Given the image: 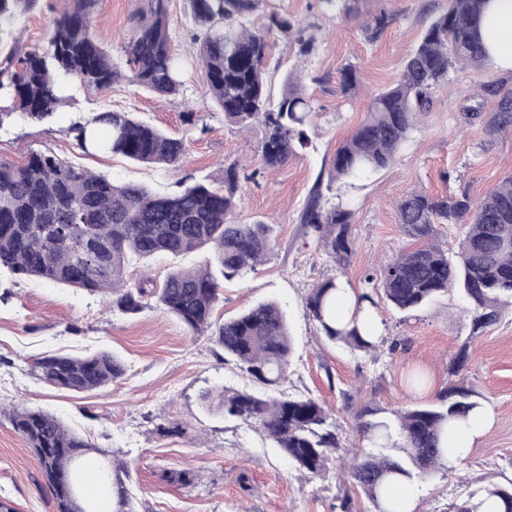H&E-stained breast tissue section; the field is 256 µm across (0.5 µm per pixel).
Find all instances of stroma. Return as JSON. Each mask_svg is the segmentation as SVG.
Returning <instances> with one entry per match:
<instances>
[{"instance_id":"obj_1","label":"stroma","mask_w":512,"mask_h":512,"mask_svg":"<svg viewBox=\"0 0 512 512\" xmlns=\"http://www.w3.org/2000/svg\"><path fill=\"white\" fill-rule=\"evenodd\" d=\"M350 13L325 11L319 0H264L255 16L263 24L271 12L288 11L313 41L300 55L294 39L273 37L267 61L268 86L280 95L284 78L295 71L316 112L309 143L286 164L241 180L242 218L273 227V249L266 261L241 278L225 281L218 311L233 317L256 303L278 300L284 309L293 352L278 390L323 401L336 424L340 448L316 476L297 469L253 424L224 418L203 396L222 387L257 391V384L224 358L217 343L193 336L175 317L157 308L129 315L110 308V294L64 284L0 274V502L14 512H55L31 448L14 430L7 412L19 406L47 411L108 456L131 467L125 487L139 512H336L337 498L350 495L358 512L372 506L359 488L339 480L343 459L358 446L356 416L365 406L397 410L424 404L451 384L479 392L495 413L494 425L464 462L418 483L416 512H452L467 492L512 477V307L500 321L473 333L464 299L437 297L426 308L399 313L378 311L383 333L371 353L354 352L325 340L306 314L304 302L317 284L331 278L361 289L366 270H378L411 241L398 222L397 207L408 191L431 195L468 194L482 198L512 175V124H497L502 101L512 100V72L469 66L450 71L418 113L408 139L388 167L356 181L347 190H329L326 205L348 202L355 211L354 246L346 266L323 252L318 235L302 222L316 184L329 181L339 145L365 120L373 97L401 77L406 56L430 20L448 0H348ZM140 0H98L93 31L116 61L133 30ZM70 0H43L18 29L24 47L44 46L57 17ZM390 25L377 39L364 31L380 13ZM192 25L186 0H172L171 26L187 63L179 94L160 97L127 82L106 92L71 91L68 104L49 123L21 115L0 127V159L26 162L45 152L117 183H139L169 194L182 184L219 174L222 166L257 163L260 128L225 125L224 114L205 94L197 60L198 45L185 31ZM354 66L359 86L341 91L342 70ZM118 110L185 137L187 152L175 167L159 168L125 157L88 155L75 146L74 121ZM194 113V125L184 122ZM397 353H390L392 342ZM467 345L469 359L450 375V358ZM107 350L118 356L124 375L111 385L75 394L40 382L31 373L35 358L48 354L85 356ZM180 426L181 434L162 436L158 425ZM192 468L193 486L160 478L165 469ZM253 486L245 492L239 482Z\"/></svg>"}]
</instances>
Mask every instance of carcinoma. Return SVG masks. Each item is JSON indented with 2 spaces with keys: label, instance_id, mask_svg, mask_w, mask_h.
<instances>
[{
  "label": "carcinoma",
  "instance_id": "carcinoma-1",
  "mask_svg": "<svg viewBox=\"0 0 512 512\" xmlns=\"http://www.w3.org/2000/svg\"><path fill=\"white\" fill-rule=\"evenodd\" d=\"M41 0H0V48L22 19ZM139 18L126 45V62L114 61L93 32L96 0H72L53 24L45 46L23 53L10 49L0 59V127L15 113L43 123L66 104L61 95L73 79L99 91L128 81L158 96H171L183 86L185 61L170 25V0H141ZM199 42V62L211 100L224 112V122L240 129L262 128L258 145L261 165L274 168L308 144L310 99L287 76V89L274 100L266 92L265 62L270 37L304 39L286 12L268 16L259 30L251 19L262 0H188ZM485 0H448L446 12L427 27L420 44L406 58L396 84L376 95L363 124L336 151L332 182L346 186L387 167L407 140L415 113L425 111L431 94L460 65H489L479 32ZM391 23L386 13L367 25L377 39ZM70 134L85 153L109 152L133 162L173 166L186 151L184 137L165 133L128 112H99L73 123ZM240 168L224 166L220 177L194 182L171 195L135 183L116 184L103 175L77 169L54 155L33 152L26 163L0 159V271L84 288L108 290L112 307L137 314L156 298L157 304L194 334L211 336L241 371L268 388L285 379L292 341L286 314L273 300L259 302L240 315L215 318L222 282L256 269L273 248L272 227L239 219L237 191ZM315 187L302 223L319 233L321 246L337 264L353 249L354 212L339 202L326 207ZM399 224L424 245L401 252L380 271H366L358 302L377 310L385 303L400 313L428 306L436 297L457 292L468 304L473 331L495 325L504 307L512 306V176L503 179L479 202L469 195L434 197L407 193L398 204ZM462 229L459 250L450 253L434 243L436 225ZM211 257L194 268L173 267L157 279H133L131 259L179 257L204 247ZM336 280L312 289L306 309L323 335L353 349L376 348L357 325L338 328L332 299ZM42 383L75 393L109 385L124 375L120 360L108 351L83 357L46 355L32 364ZM216 401L227 418L257 425L298 468L316 475L340 448L329 411L311 396L257 395L225 387ZM483 405L481 397L451 386L429 404L387 412L366 406L357 414L356 431L365 446L350 465L353 484L374 507L393 512L390 478L409 486L424 480L453 449L442 447L445 432L467 420ZM10 422L28 443L53 493L56 512H74L69 489L74 467L89 459L92 444L68 430L55 416L12 409ZM161 479L184 487L195 483L190 469H168ZM499 512H512V480L468 493L455 512H479L485 502Z\"/></svg>",
  "mask_w": 512,
  "mask_h": 512
}]
</instances>
